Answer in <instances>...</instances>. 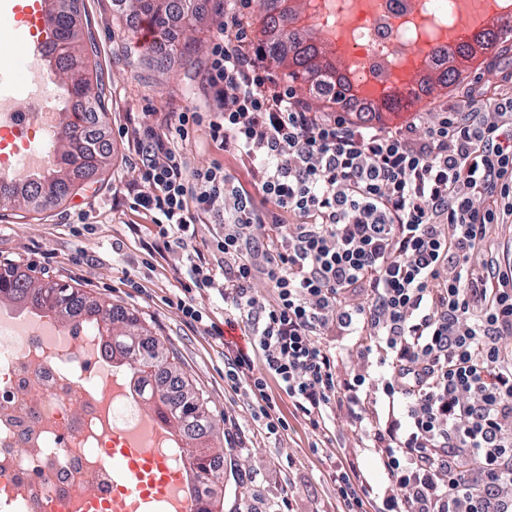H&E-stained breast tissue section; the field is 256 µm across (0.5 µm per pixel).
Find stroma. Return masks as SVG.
<instances>
[{"instance_id": "stroma-1", "label": "stroma", "mask_w": 512, "mask_h": 512, "mask_svg": "<svg viewBox=\"0 0 512 512\" xmlns=\"http://www.w3.org/2000/svg\"><path fill=\"white\" fill-rule=\"evenodd\" d=\"M80 3L106 88V109L93 127L110 140L112 163L65 200L35 206L19 200L0 208V261L134 313L174 353L183 377L203 394L216 423L213 444L224 451V500L215 512H337L328 477L331 451H310V429L285 400L280 410L288 431L275 437L260 428L251 395L224 380L223 337L190 327L165 304L178 274L153 249L146 219L132 207L140 172L118 128L130 118L203 104L201 71L224 26L222 0H192V19L179 20L155 43L130 22L119 0ZM151 53L166 57V70L148 64ZM334 433L337 447L349 449L370 484L381 487L371 449L352 435L344 417L336 418Z\"/></svg>"}]
</instances>
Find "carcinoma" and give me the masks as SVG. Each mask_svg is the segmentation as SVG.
Returning a JSON list of instances; mask_svg holds the SVG:
<instances>
[{"label":"carcinoma","instance_id":"cac0c4a2","mask_svg":"<svg viewBox=\"0 0 512 512\" xmlns=\"http://www.w3.org/2000/svg\"><path fill=\"white\" fill-rule=\"evenodd\" d=\"M46 2L49 14L54 18L49 57L66 76L69 98L82 107L80 112L66 110L60 113V120L75 128L84 121L86 113L104 108V84L97 85V96L91 102L84 101L80 94L82 88L89 86L85 73L86 60L96 52V45L92 36L83 33L78 25L76 0ZM277 2L268 0V13L259 39L268 60L290 80L311 82V90L321 97L343 91L347 82L336 63L321 49L320 43L304 37L300 30L289 27L288 16L278 11ZM131 9L136 19L145 22L155 34L165 36L170 32V22L180 10V3L178 0H131ZM274 27L288 28V37L271 38L268 31ZM511 40L503 30H484L474 37V41L458 44L453 52L471 60L475 57L476 48L498 54L507 49V42ZM446 56L448 52L445 51L441 57L435 58L430 67L431 75L421 78L420 92L407 99L394 94L384 103H376L364 109V112L374 116L384 111H406L423 100L434 81L454 88L462 85L467 79L465 70L448 71L442 68ZM313 59L322 63V73L318 77L311 69ZM80 135L82 144L79 152L69 149L60 152L59 161L50 172L35 174L24 181L22 191L26 197L36 198L39 186L50 183L56 188L57 197L64 198L81 174L108 165L112 155L110 148L91 133L82 131ZM88 160L92 162L90 169L85 167ZM6 301L21 302L33 310L49 311L66 322L74 319L86 307L84 293L70 285L53 281L37 283L29 277L0 271V304ZM91 309L109 339L108 348L112 358L118 359L122 366L138 376L143 399L152 402V406L168 419L173 432L182 438V451L193 473L195 493L210 506L203 512H212L217 503L213 486L224 482V470L214 466L219 454L208 445L212 424L205 399L192 384L180 377L164 345L148 335L136 315L110 304L94 303Z\"/></svg>","mask_w":512,"mask_h":512}]
</instances>
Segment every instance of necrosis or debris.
Here are the masks:
<instances>
[{
    "instance_id": "4bbe7bcc",
    "label": "necrosis or debris",
    "mask_w": 512,
    "mask_h": 512,
    "mask_svg": "<svg viewBox=\"0 0 512 512\" xmlns=\"http://www.w3.org/2000/svg\"><path fill=\"white\" fill-rule=\"evenodd\" d=\"M512 0H307L303 23L326 28L322 48L349 56L351 85L368 81L382 97L408 74L410 56L435 43L466 40L462 14L504 10ZM59 115L39 95L0 91V136L10 139L0 169L39 171L40 148ZM160 420L143 407L134 379L113 364L107 338L90 315L62 323L43 311L0 307V512H80L85 503L123 497L124 479L109 453L151 439L174 468H186L178 436H157Z\"/></svg>"
}]
</instances>
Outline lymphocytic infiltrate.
<instances>
[{"label": "lymphocytic infiltrate", "instance_id": "f902f5d3", "mask_svg": "<svg viewBox=\"0 0 512 512\" xmlns=\"http://www.w3.org/2000/svg\"><path fill=\"white\" fill-rule=\"evenodd\" d=\"M249 3L224 4L211 111L119 128L140 164L134 205L185 269L166 305L217 336L196 302L217 293L249 327L224 352L231 388L277 436L276 380L315 451L343 415L382 465L384 512H512V260L493 244L512 220V91L394 130L356 123L348 102L314 112L256 47ZM199 130L249 185L191 166ZM215 214L222 233L197 243ZM331 336L364 337V370L340 374ZM332 481L339 512H367L373 489L344 450Z\"/></svg>", "mask_w": 512, "mask_h": 512}]
</instances>
